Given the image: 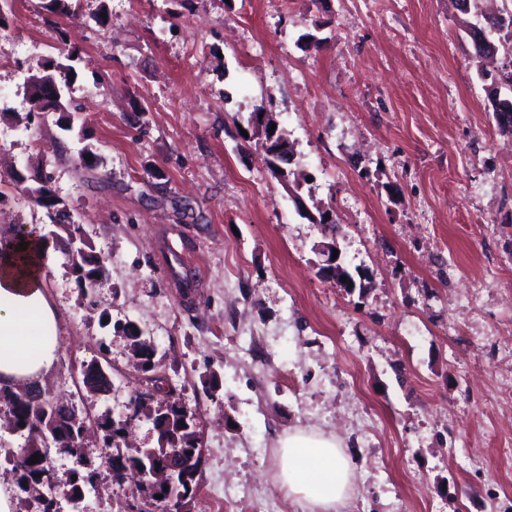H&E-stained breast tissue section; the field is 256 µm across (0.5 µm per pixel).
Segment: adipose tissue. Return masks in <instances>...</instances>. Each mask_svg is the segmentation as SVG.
Listing matches in <instances>:
<instances>
[{
    "label": "adipose tissue",
    "instance_id": "1",
    "mask_svg": "<svg viewBox=\"0 0 512 512\" xmlns=\"http://www.w3.org/2000/svg\"><path fill=\"white\" fill-rule=\"evenodd\" d=\"M0 226V383L41 385L58 358L57 317L45 291L53 241ZM277 479L308 512H336L348 497L351 469L335 436L295 429L279 437Z\"/></svg>",
    "mask_w": 512,
    "mask_h": 512
}]
</instances>
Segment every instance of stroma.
I'll use <instances>...</instances> for the list:
<instances>
[{"mask_svg":"<svg viewBox=\"0 0 512 512\" xmlns=\"http://www.w3.org/2000/svg\"><path fill=\"white\" fill-rule=\"evenodd\" d=\"M0 0V226L47 233L17 183L44 170L111 278L88 308L68 257L45 290L59 358L43 386L120 420L144 384L115 323L156 348L205 449L187 512H306L276 438H338L341 512H512V135L456 0ZM107 10L109 21L94 20ZM74 52L78 116L38 117L31 75ZM288 133L307 216L247 119ZM96 156L93 169L80 154ZM338 215L348 290L317 273ZM106 354L104 395L77 391ZM100 475L60 512H127ZM230 488L233 505L210 492ZM491 106L499 132L512 134V95L499 97Z\"/></svg>","mask_w":512,"mask_h":512,"instance_id":"obj_1","label":"stroma"}]
</instances>
